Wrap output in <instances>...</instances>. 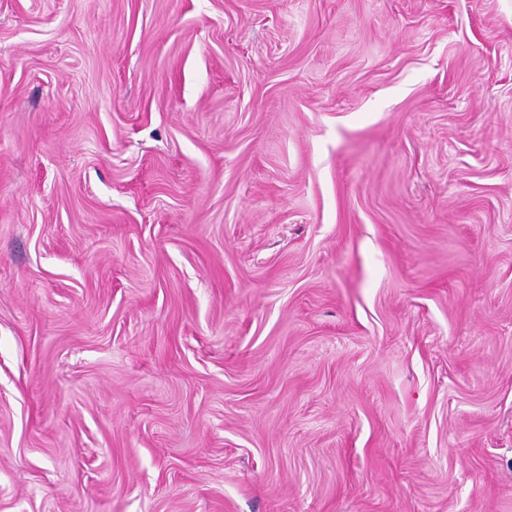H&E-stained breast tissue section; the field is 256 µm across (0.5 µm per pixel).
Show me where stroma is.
Listing matches in <instances>:
<instances>
[{
    "mask_svg": "<svg viewBox=\"0 0 512 512\" xmlns=\"http://www.w3.org/2000/svg\"><path fill=\"white\" fill-rule=\"evenodd\" d=\"M0 512H512V0H0Z\"/></svg>",
    "mask_w": 512,
    "mask_h": 512,
    "instance_id": "35a3bbf8",
    "label": "stroma"
}]
</instances>
